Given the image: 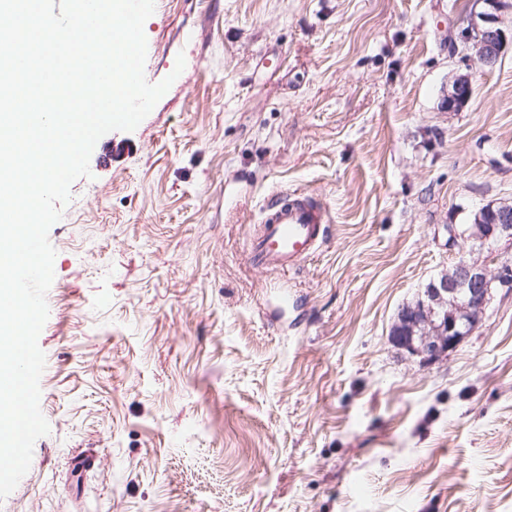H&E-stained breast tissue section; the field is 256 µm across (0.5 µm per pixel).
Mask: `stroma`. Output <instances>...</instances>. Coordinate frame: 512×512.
<instances>
[{"label": "stroma", "mask_w": 512, "mask_h": 512, "mask_svg": "<svg viewBox=\"0 0 512 512\" xmlns=\"http://www.w3.org/2000/svg\"><path fill=\"white\" fill-rule=\"evenodd\" d=\"M473 10L155 0L145 78L185 68L101 137L118 153L49 231L50 431L0 512H512V288L435 363L389 341L459 253L512 264L446 231L512 204V48L484 67ZM295 191L329 204L324 243L253 265L264 206ZM472 93L471 80L466 75L458 76L452 83L451 88L448 89V96L446 98V106L448 111H456L463 106Z\"/></svg>", "instance_id": "1"}]
</instances>
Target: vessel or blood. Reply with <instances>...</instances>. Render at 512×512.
Here are the masks:
<instances>
[{
	"mask_svg": "<svg viewBox=\"0 0 512 512\" xmlns=\"http://www.w3.org/2000/svg\"><path fill=\"white\" fill-rule=\"evenodd\" d=\"M328 228L325 204L307 195L279 196L263 210L249 256L263 268L287 272L315 252Z\"/></svg>",
	"mask_w": 512,
	"mask_h": 512,
	"instance_id": "vessel-or-blood-1",
	"label": "vessel or blood"
}]
</instances>
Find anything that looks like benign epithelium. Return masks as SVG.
<instances>
[{
    "instance_id": "obj_1",
    "label": "benign epithelium",
    "mask_w": 512,
    "mask_h": 512,
    "mask_svg": "<svg viewBox=\"0 0 512 512\" xmlns=\"http://www.w3.org/2000/svg\"><path fill=\"white\" fill-rule=\"evenodd\" d=\"M490 12L479 14L476 26V49L483 65L493 68L498 63L507 35L499 26L498 0H487ZM472 93L471 80L457 77L448 89L446 106L453 112L463 106ZM478 223L469 228L448 225L449 241L470 238L481 248L493 249L502 239L512 240V204L488 206L480 210ZM512 284V266L505 264L493 275L476 259L461 253L448 272L430 281L414 305L405 308L390 337L391 342L412 355L432 363L453 350L469 336L483 317L492 299L495 285Z\"/></svg>"
}]
</instances>
